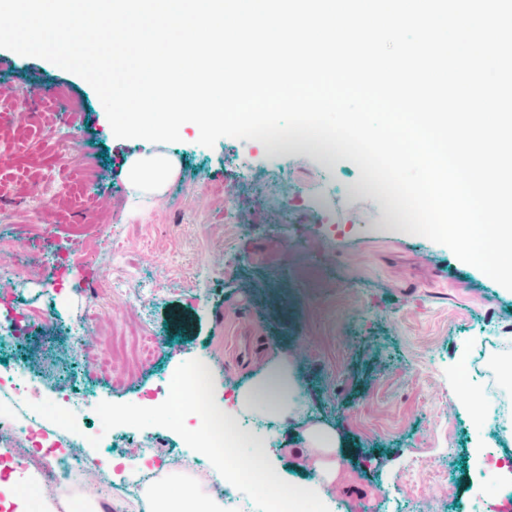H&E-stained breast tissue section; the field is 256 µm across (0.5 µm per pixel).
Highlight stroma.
<instances>
[{
    "mask_svg": "<svg viewBox=\"0 0 512 512\" xmlns=\"http://www.w3.org/2000/svg\"><path fill=\"white\" fill-rule=\"evenodd\" d=\"M0 58L38 89L19 97L0 71V239L12 242L0 276L43 271L24 291L0 287V324L11 328L9 357L27 360L33 382L20 398L45 409L44 430L58 411L80 429L107 404L137 414L163 475L176 469L186 428L178 412L159 413L153 394L165 378L205 364L219 406L225 387L283 357L304 402L277 427L269 469L299 477V434L324 424L341 438L345 475L329 498L339 512H368L386 493L396 512H500L477 490L473 450L486 442L487 407L512 401V380L481 377L466 391L461 367L487 336L512 345V293L448 247L406 234L354 163L298 143L223 137L206 147L184 128L180 141L154 146L177 160L176 176L146 217H129L119 159L142 140L113 149L104 106L80 76L7 49ZM51 256L58 265H45ZM102 267L135 274L127 293L98 287ZM44 293L63 322L42 313ZM138 319L152 352L132 371L109 340ZM71 380L87 400H63ZM121 418L104 428L122 448L110 474L118 489L141 458L118 436Z\"/></svg>",
    "mask_w": 512,
    "mask_h": 512,
    "instance_id": "35a3bbf8",
    "label": "stroma"
}]
</instances>
